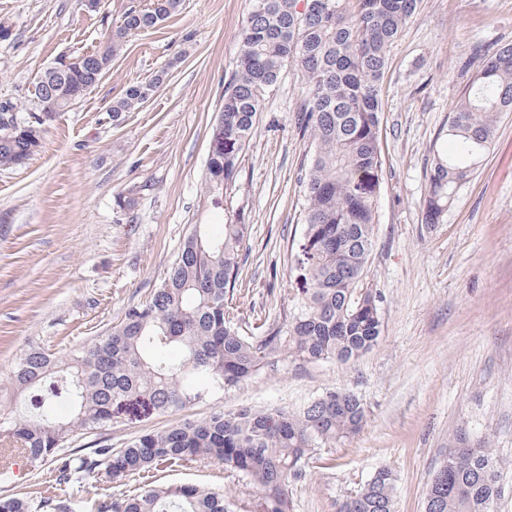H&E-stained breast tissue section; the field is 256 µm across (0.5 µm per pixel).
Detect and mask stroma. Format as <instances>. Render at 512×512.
Masks as SVG:
<instances>
[{
  "instance_id": "obj_1",
  "label": "stroma",
  "mask_w": 512,
  "mask_h": 512,
  "mask_svg": "<svg viewBox=\"0 0 512 512\" xmlns=\"http://www.w3.org/2000/svg\"><path fill=\"white\" fill-rule=\"evenodd\" d=\"M142 0H0V103L31 105L41 72L59 56L103 46ZM251 0H181L159 27L129 37L111 69L57 114L39 151L0 167V412L23 407L10 377L39 347L64 355L111 332L145 301L195 225L218 235L233 214L250 226L232 308L257 328L277 320L302 238L296 128L301 75L288 68L268 93L236 182L221 204L205 196L206 162ZM512 43V0H421L391 47L382 82V180L374 247L362 287L380 296L377 345L357 361L303 362L281 353L240 387L164 414L122 415L112 428L69 440L65 453L121 448L133 437L214 410H296L331 388L362 401L367 420L345 443L318 449L290 482L292 512H335L380 467L396 475L395 512H422L428 484L458 436L493 435L512 512V112L441 224H422L427 171L446 147L448 117L484 57ZM164 81L139 109H107L133 83ZM133 200L120 209L118 197ZM55 461L17 457L1 496L66 495L92 512L102 495L136 494L135 475L59 488ZM159 484L223 492L254 512L255 489L217 462L160 469Z\"/></svg>"
}]
</instances>
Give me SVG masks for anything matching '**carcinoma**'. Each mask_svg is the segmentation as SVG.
<instances>
[{"label":"carcinoma","mask_w":512,"mask_h":512,"mask_svg":"<svg viewBox=\"0 0 512 512\" xmlns=\"http://www.w3.org/2000/svg\"><path fill=\"white\" fill-rule=\"evenodd\" d=\"M235 66L224 80L220 119L206 163L205 185L215 197L235 182L267 92L292 64L302 76L299 133L311 143L303 162L304 251L297 253L293 296L281 317L260 334L228 306L249 225L225 222L220 237L196 227L183 242L163 283L128 307L112 332L89 348L58 357L36 348L17 362L13 392L28 411L0 413V477L15 454L39 465L77 434L112 426L122 405L166 413L236 387L268 359L288 350L304 362L355 361L383 331L380 297L358 283L367 268L382 176L379 131L388 48L420 0H251ZM180 0H150L122 16L100 53L75 65L66 57L45 68L34 88L36 108L20 114L0 104V167L21 165L41 146V115L80 101L112 66L126 39L155 28ZM161 77L133 84L109 106L112 120L141 107ZM512 112V45L487 58L448 120V147L430 165L422 221L443 222L448 206L481 167L498 115ZM361 400L330 389L299 411L216 410L197 421L137 436L122 448L73 454L58 468L59 485L104 474L115 484L161 465L202 460L246 477L259 512H291L288 485L307 475L316 449L360 432ZM396 477L377 469L336 512H394ZM502 487L490 440L461 439L427 488L423 512H496ZM95 512H240L224 494L196 485L148 486L135 495L105 497ZM0 512H73L66 499L0 497Z\"/></svg>","instance_id":"cac0c4a2"}]
</instances>
